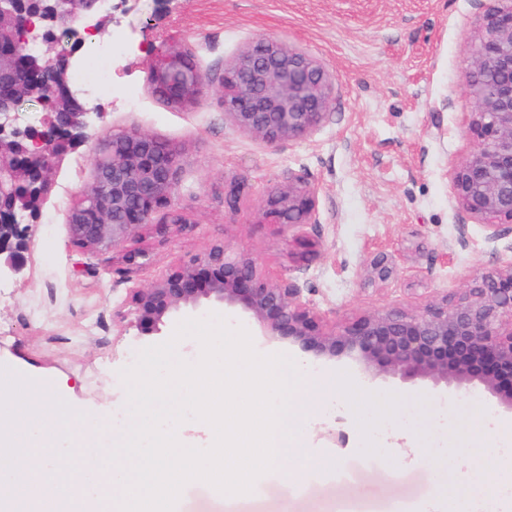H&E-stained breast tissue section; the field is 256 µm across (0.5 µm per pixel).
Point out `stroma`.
Returning <instances> with one entry per match:
<instances>
[{"label":"stroma","instance_id":"stroma-1","mask_svg":"<svg viewBox=\"0 0 512 512\" xmlns=\"http://www.w3.org/2000/svg\"><path fill=\"white\" fill-rule=\"evenodd\" d=\"M106 27L128 45L112 61V78L133 83L139 102L128 105L118 92L108 100L80 96L99 117L89 139L50 173L52 189L23 274L0 283V367L49 381L89 420L124 410L119 370L176 327L171 320L161 334L141 335L133 325V292L214 243L252 253L269 279L292 278L331 324L455 298L475 275L497 269L501 251L512 245L506 238L487 242L482 221L466 218L453 198L452 169L475 147L468 123L476 103L466 70L481 25L472 0H137L129 11L113 0ZM265 37L307 53L335 78L333 107L306 139L272 146L224 115L225 63ZM173 48L191 50L208 85L189 109L167 105L150 88L152 56ZM445 97L448 110L435 111ZM131 130L182 149L172 208L187 222L163 238L141 233L113 248L79 249L69 237V207L93 185L99 145ZM299 177L319 199L318 221L305 228L319 248L305 264L295 259L294 237L258 215L271 191ZM130 251L145 252L146 263L127 266ZM379 257L392 268L388 279L367 274ZM213 313L245 327L259 354L284 353L316 364L321 376L343 375L344 419L319 411L306 420L304 453L316 465L303 477L271 471L259 477L258 491L238 495L192 483L174 512H429L449 462L459 475L479 468L490 480L512 482L497 455L499 432H470L467 408L453 390L384 374L369 378L345 357L314 360L300 347L268 342L233 307L204 306L195 315ZM358 393L383 396L386 409L358 408ZM443 403L461 437L450 449L430 450L432 416ZM475 439L483 457L471 451Z\"/></svg>","mask_w":512,"mask_h":512}]
</instances>
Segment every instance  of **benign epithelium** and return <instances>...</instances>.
I'll return each mask as SVG.
<instances>
[{"instance_id": "benign-epithelium-1", "label": "benign epithelium", "mask_w": 512, "mask_h": 512, "mask_svg": "<svg viewBox=\"0 0 512 512\" xmlns=\"http://www.w3.org/2000/svg\"><path fill=\"white\" fill-rule=\"evenodd\" d=\"M102 0H0V278L20 275L26 265L27 228L39 222L52 184L49 171L88 138L91 112L72 93L69 70L48 67L46 54L12 58L7 50L26 40L34 21L71 19L88 34L106 35L98 15ZM481 9L483 35L472 48L467 90L475 99L469 132L476 146L452 172L458 206L485 221L495 243L512 224V0ZM155 91L184 105L206 92L203 74L183 51L152 60ZM333 75L303 51L279 40L246 44L224 65V115L241 131L270 145L310 136L333 104ZM67 108L40 127L15 126L14 109L24 98L46 94ZM182 165L181 150L154 136L129 131L112 135L92 162L96 222H83L80 203L68 216L70 238L85 249L115 247L152 225L172 205ZM316 190L290 179L266 198L261 218L295 234L317 223ZM205 303L239 309L270 341L296 344L316 358L346 355L362 373L381 371L404 380H427L460 393L482 388L512 412V258L475 277V285L453 301L432 302L418 311L383 309L329 327L285 277L267 279L247 252L226 243L173 269L133 296L135 324L144 336L160 333L178 314Z\"/></svg>"}]
</instances>
